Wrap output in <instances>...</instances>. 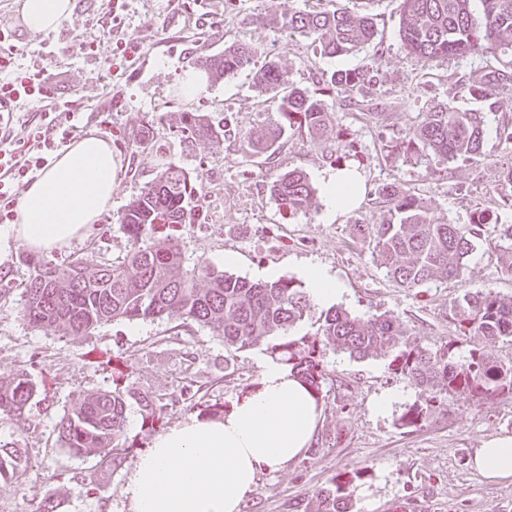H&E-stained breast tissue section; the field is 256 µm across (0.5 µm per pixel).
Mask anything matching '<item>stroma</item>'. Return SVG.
Masks as SVG:
<instances>
[{"label":"stroma","mask_w":512,"mask_h":512,"mask_svg":"<svg viewBox=\"0 0 512 512\" xmlns=\"http://www.w3.org/2000/svg\"><path fill=\"white\" fill-rule=\"evenodd\" d=\"M72 2L70 16L56 29L34 33L23 21L22 0H0V24L13 30L19 63H43L50 97L78 113L84 134H99L102 121L111 123L116 154L112 206L87 238L52 253L57 263L126 252L119 217L155 177L153 165L136 148L140 128L153 115L177 112L190 103L217 125L228 115L244 130L279 121L278 101L258 94L253 68L205 84L193 101H185L180 82L199 57L221 52L238 39L251 40L263 47L256 66L276 60L286 79L311 90L336 71L363 66L374 53L367 47L353 55L324 56L314 52L308 39L279 27L283 16L311 7V0H129L124 34L139 52L132 62L110 69L111 41H103L94 57L80 55L74 47L91 20L104 12L107 0ZM399 9L400 0L370 4L382 41L380 79L361 88L354 99L329 100L334 128L325 141L290 137L269 160L254 154L240 137L195 143L176 135L168 124L156 125L155 150L198 179L193 219L179 227L181 245L189 264L205 263L254 282L300 279L307 267L321 266L343 289L337 306L352 315L386 313L425 344L454 342L462 357L483 346L512 363L511 338L459 335L449 317L454 304L470 292L490 288L512 297V280L501 275L497 264V226H487L477 242L463 281L437 280L412 289L389 278L372 243L354 231L355 225L380 221L385 206L378 190L386 184L411 189L439 222L470 223L476 208H496L502 165L512 161V148L495 133L498 114L487 119L483 154L477 159L451 162L443 170L416 154L399 163L383 160V141L405 137L431 106L468 109L456 81L481 66L475 59L418 65L400 45ZM361 102L368 111L358 110ZM339 135L353 142L352 153L337 151ZM340 166L359 172L363 193L355 208L334 216L322 179ZM293 168L307 175L315 194L308 210L289 214L274 203L269 183ZM23 252L22 246L12 245L10 260L0 264V275L12 285L0 295V378L28 373L39 394L28 425L0 420V436L13 437L31 461L26 473L0 480V512H38L48 494L60 501L61 512H124L129 468L99 474V492L79 495L92 462L56 444L54 428L64 411L115 383L164 398L168 407L157 427L143 425L139 406L128 412V435L143 452L155 429L189 415L178 401L182 386L196 388L200 403L232 408L256 387L268 356L260 346L225 348L208 331L178 327L173 318L109 322L87 336L30 327L20 314L19 285L31 274L21 260ZM228 254L236 256V264L225 265ZM326 371L322 419L311 447L281 470L260 474L241 512H303V504L332 477L359 469L369 470L370 477L354 489V512H393L397 507L404 512H512V482L487 481L471 465L475 449L485 441L512 435V394L454 399L422 426L403 429L397 424L399 415L425 395L408 380L390 375L382 359L332 353ZM390 390L399 391V399L376 410V400Z\"/></svg>","instance_id":"1"}]
</instances>
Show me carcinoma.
<instances>
[{"label":"carcinoma","instance_id":"obj_1","mask_svg":"<svg viewBox=\"0 0 512 512\" xmlns=\"http://www.w3.org/2000/svg\"><path fill=\"white\" fill-rule=\"evenodd\" d=\"M401 0L399 38L406 54L416 62L441 58L479 56L484 66L474 77L461 76L465 95L495 111L499 91L512 88V0ZM281 27L312 41L320 53L343 56L376 40L373 16L348 9L299 10L288 14ZM262 53L260 44L234 41L221 53L197 61L210 82H217L250 66ZM373 59L361 69L333 73L316 93L284 78L274 61L255 72V87L262 95H281L277 125L247 131L213 124L206 112L185 107L170 115L172 125L190 133L195 141H214L227 135L247 139L256 153L275 155L293 135L316 141L324 137L333 116L326 99L359 89L376 78ZM487 112L456 110L436 105L412 129L409 139L382 144V158L396 162L415 150L436 162L470 160L482 155ZM496 135L512 145V117L498 118ZM154 127L140 131L137 148L154 154L156 176L125 206L120 229L128 249L121 257L89 262L81 258L52 263L25 258L32 269L24 283L21 315L31 326L49 328L64 336H85L104 323L117 320L155 321L177 317L182 324L208 330L235 350L264 346L272 360L288 367L319 398L325 382L324 362L329 352L353 359L376 356L387 362L389 373L403 377L428 393L423 402L409 406L397 423L415 428L447 407L450 399H474L512 393V364L492 353L473 348L469 356H456L450 342L424 345L409 334L402 322L381 314L364 319L342 308L320 312L311 304L300 280L294 277L251 282L206 264L186 266L178 239L168 235L155 242L162 228L188 224L189 201L196 183L179 165L153 153ZM269 192L278 207L290 212L311 206L314 190L297 170L276 176ZM388 216L378 224H357L356 233L372 241L386 273L403 288H418L435 280L464 279L468 257L487 224L497 223L495 211H475L467 225L440 224L423 202L404 188L387 184L379 188ZM498 263L502 276L512 279V225L500 230ZM450 319L465 336L512 338V298L488 288L468 293L453 308ZM301 323L314 332L293 334ZM30 375L0 378V417L20 426L36 396ZM135 401L145 423L155 424L167 405L129 386L115 385L86 395L64 413L55 426L57 443L96 459L100 469L114 471L134 458V442L127 432V411ZM28 463L26 449L0 440V473ZM367 479L364 471L332 479L304 512H352V489Z\"/></svg>","mask_w":512,"mask_h":512}]
</instances>
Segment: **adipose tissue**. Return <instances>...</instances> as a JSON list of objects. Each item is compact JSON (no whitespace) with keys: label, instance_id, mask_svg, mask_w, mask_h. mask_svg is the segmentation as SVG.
Here are the masks:
<instances>
[{"label":"adipose tissue","instance_id":"ef3b65f1","mask_svg":"<svg viewBox=\"0 0 512 512\" xmlns=\"http://www.w3.org/2000/svg\"><path fill=\"white\" fill-rule=\"evenodd\" d=\"M71 10V0L21 6L34 32L56 28ZM114 187L111 143L86 137L28 187L15 223L0 226V241L43 254L65 250L111 207ZM320 420L305 385L281 364L265 363L256 389L224 416L191 415L151 438L124 489L127 512H240L258 474L302 456ZM472 466L489 480H512V436L486 441Z\"/></svg>","mask_w":512,"mask_h":512}]
</instances>
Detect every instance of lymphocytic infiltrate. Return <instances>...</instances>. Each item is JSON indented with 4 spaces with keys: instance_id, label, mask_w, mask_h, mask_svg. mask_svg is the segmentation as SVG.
Wrapping results in <instances>:
<instances>
[{
    "instance_id": "obj_1",
    "label": "lymphocytic infiltrate",
    "mask_w": 512,
    "mask_h": 512,
    "mask_svg": "<svg viewBox=\"0 0 512 512\" xmlns=\"http://www.w3.org/2000/svg\"><path fill=\"white\" fill-rule=\"evenodd\" d=\"M42 66L17 62L11 30L0 29V224L13 223L20 190L51 166L79 132L48 101ZM34 107L33 119H21L18 109Z\"/></svg>"
}]
</instances>
